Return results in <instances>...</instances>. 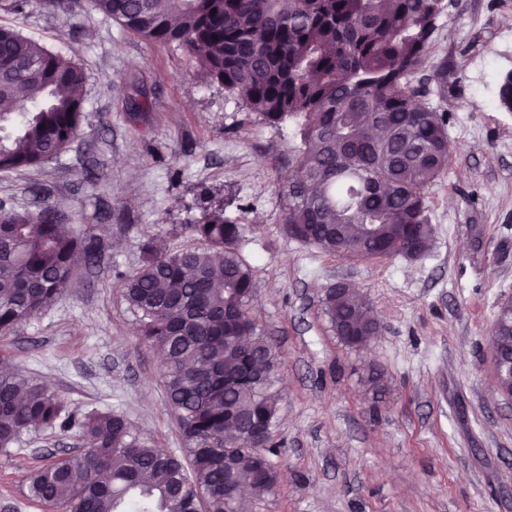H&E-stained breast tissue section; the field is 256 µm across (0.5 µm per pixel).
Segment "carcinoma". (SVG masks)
Here are the masks:
<instances>
[{
  "label": "carcinoma",
  "mask_w": 512,
  "mask_h": 512,
  "mask_svg": "<svg viewBox=\"0 0 512 512\" xmlns=\"http://www.w3.org/2000/svg\"><path fill=\"white\" fill-rule=\"evenodd\" d=\"M124 29L198 57L205 76L248 113L288 124L295 143L280 190L285 232L346 259L423 257L431 246L427 194L448 166V113L423 104L444 0H91ZM82 67L17 28L0 25V171L37 167L78 135ZM499 106L512 111V73ZM181 230L219 251L168 253L155 237L125 277L141 336L163 353L165 391L185 458L149 444L118 412L67 411L36 379L0 371V449L36 429L72 432L84 448L30 473L29 493L63 512H235L240 490L272 492L274 447L236 444L272 428L275 348L248 310L255 290L238 256L239 220L222 209ZM101 242L75 236L64 218L17 211L0 200V332L49 307L80 255ZM324 314L350 346L368 341L374 318L347 283L325 289ZM497 348L512 353V305L497 318Z\"/></svg>",
  "instance_id": "cac0c4a2"
}]
</instances>
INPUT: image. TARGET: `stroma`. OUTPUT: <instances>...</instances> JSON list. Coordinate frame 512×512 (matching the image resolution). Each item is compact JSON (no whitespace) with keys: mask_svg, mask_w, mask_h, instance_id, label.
Listing matches in <instances>:
<instances>
[{"mask_svg":"<svg viewBox=\"0 0 512 512\" xmlns=\"http://www.w3.org/2000/svg\"><path fill=\"white\" fill-rule=\"evenodd\" d=\"M0 0L17 27L85 72V120L61 156L0 172V200L49 205L103 257L76 265L57 300L7 335L0 358L49 384L68 410H116L174 453L184 440L165 394L160 356L143 339L123 277L146 235L174 253L205 249L181 225L204 216V192L253 203L239 254L251 267V312L275 346L279 393L269 460L274 491L246 512H512V398L497 388L492 331L512 302V112L498 105L512 72V0H445L434 35L448 82L427 103L448 114L451 157L433 188L430 250L417 260L356 261L289 238L278 197L287 126L247 113L196 58L150 43L71 0ZM147 110L137 111L136 91ZM236 134H226L229 126ZM346 282L367 298L380 331L345 345L322 313L323 291ZM381 375L382 397L367 378ZM81 444L41 429L0 450V512H46L32 469Z\"/></svg>","mask_w":512,"mask_h":512,"instance_id":"obj_1","label":"stroma"}]
</instances>
